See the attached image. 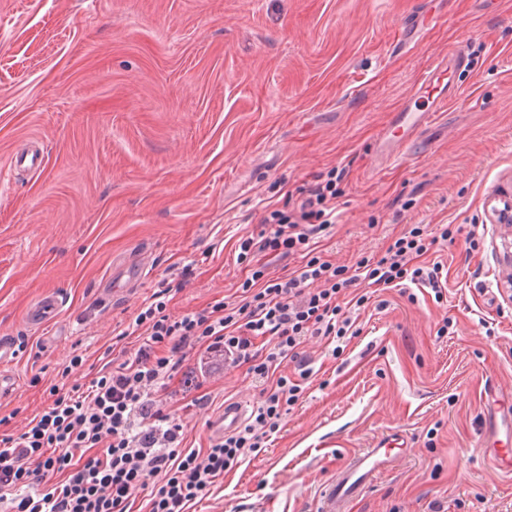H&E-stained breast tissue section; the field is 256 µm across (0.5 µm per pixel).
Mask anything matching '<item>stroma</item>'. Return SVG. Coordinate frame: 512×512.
Returning a JSON list of instances; mask_svg holds the SVG:
<instances>
[{"instance_id": "35a3bbf8", "label": "stroma", "mask_w": 512, "mask_h": 512, "mask_svg": "<svg viewBox=\"0 0 512 512\" xmlns=\"http://www.w3.org/2000/svg\"><path fill=\"white\" fill-rule=\"evenodd\" d=\"M452 46L471 65L427 154L375 159L380 130ZM32 138L43 170L11 173ZM333 168L344 193L322 258L351 266L414 225L447 224L452 240L427 256L443 296L372 287L340 355L310 338L303 399L195 512H315L342 463L398 430L409 452L350 512H512V472L480 453L489 405L512 414V299L489 207L512 188V0H0V338L40 350L0 367L15 381L0 436L51 386L137 349L130 329L161 285L173 317L233 294L248 273L238 238ZM137 251L138 285L123 267ZM49 292L63 312L33 327ZM76 352L84 366L62 377ZM201 391L207 406L176 411L187 448L212 444L208 418L225 402L260 400L244 365Z\"/></svg>"}]
</instances>
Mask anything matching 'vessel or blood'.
Instances as JSON below:
<instances>
[{
	"mask_svg": "<svg viewBox=\"0 0 512 512\" xmlns=\"http://www.w3.org/2000/svg\"><path fill=\"white\" fill-rule=\"evenodd\" d=\"M467 58L459 50H452L446 61L433 66L421 79L415 92L398 107L391 120L380 132L375 152L389 159L413 158L424 153L420 132L435 122L446 108L456 90L451 81L455 70L467 65ZM63 300L58 295H45L28 312L32 324L42 325L59 314ZM245 403L231 401L208 420L212 436L220 438L225 432L239 426L246 418ZM387 442L381 441L363 449L338 467L320 493L317 512H347L348 507L371 484V477L392 461Z\"/></svg>",
	"mask_w": 512,
	"mask_h": 512,
	"instance_id": "b4317fda",
	"label": "vessel or blood"
}]
</instances>
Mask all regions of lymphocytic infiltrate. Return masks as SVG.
Returning a JSON list of instances; mask_svg holds the SVG:
<instances>
[{"label":"lymphocytic infiltrate","instance_id":"lymphocytic-infiltrate-1","mask_svg":"<svg viewBox=\"0 0 512 512\" xmlns=\"http://www.w3.org/2000/svg\"><path fill=\"white\" fill-rule=\"evenodd\" d=\"M343 174L298 189L292 205L267 211L258 235L239 240V263L259 254L303 262L286 275L252 270L238 297L213 306L167 315V290L145 299L134 319L145 338L133 356L106 362L89 385L52 387L42 411L23 431L0 439V512H131L139 493L147 512H187L206 500L216 480L248 454L261 451L279 421L304 395L312 375L304 352L307 337L343 340L357 335L342 316L338 295L358 283L389 288L410 282L442 288L440 263L417 264L448 227H413L378 257L355 267L335 266L316 252L315 240L336 224ZM355 304L364 296L356 294ZM201 349L249 365L261 399L243 427L206 451L183 447V426L169 407L178 392L171 382L187 355ZM295 364L298 375L280 374Z\"/></svg>","mask_w":512,"mask_h":512}]
</instances>
